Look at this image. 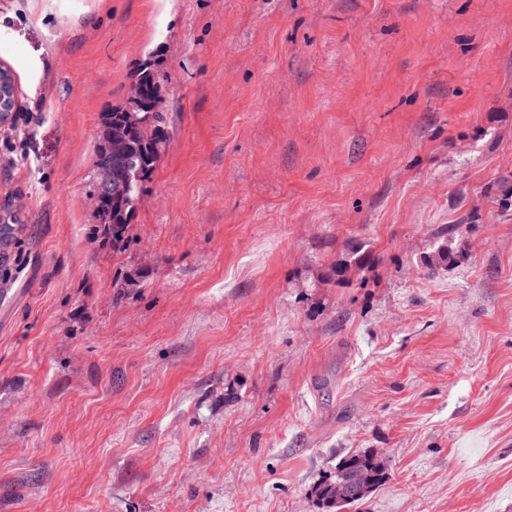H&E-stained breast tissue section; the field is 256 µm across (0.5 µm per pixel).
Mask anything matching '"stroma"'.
Here are the masks:
<instances>
[{
  "label": "stroma",
  "instance_id": "35a3bbf8",
  "mask_svg": "<svg viewBox=\"0 0 512 512\" xmlns=\"http://www.w3.org/2000/svg\"><path fill=\"white\" fill-rule=\"evenodd\" d=\"M0 512H512V0H0ZM166 140L90 229L137 71ZM457 264L433 268L439 244ZM15 91L11 75L0 68V127L6 125L9 115L14 112ZM136 79L146 89L150 104L139 106L134 112L115 107L101 116V128L95 148V166L97 160L112 166L111 170L98 172V189L95 181L94 204L96 210L111 200L112 177L124 181L130 169L131 185L124 198L112 202L109 209L98 212L100 224L95 225L94 233L101 234L110 242L113 251L125 250L129 242L130 220L136 208V200L140 195L142 184L155 170L162 143L165 140L164 125L166 116L157 109L160 85L155 75L148 69H141ZM131 85L128 100L131 104L142 101L143 88L137 80ZM124 130L123 145L119 153L109 147L106 128ZM377 457L375 451L368 450L340 459L336 464L334 475L315 490V496L322 507L327 509L336 508V511H342L344 508H354L360 505L385 478L383 465ZM355 470H362L367 474L369 489L364 494L336 501L331 488L334 483H336V493L341 495L354 489L361 490L365 488V479L362 476L340 475V473L347 474ZM339 475L340 480L337 481Z\"/></svg>",
  "mask_w": 512,
  "mask_h": 512
}]
</instances>
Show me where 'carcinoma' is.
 I'll list each match as a JSON object with an SVG mask.
<instances>
[{
  "mask_svg": "<svg viewBox=\"0 0 512 512\" xmlns=\"http://www.w3.org/2000/svg\"><path fill=\"white\" fill-rule=\"evenodd\" d=\"M136 79L146 89L150 104L139 107L133 112L115 107L101 116V128L98 135L95 159L102 164L112 166V177L123 181L131 176V185L126 196L112 203L111 207L98 213L100 223L94 232L110 242L112 250L122 251L129 242L130 220L136 208L142 184L155 170L162 143L165 140L164 125L166 116L157 109L160 85L155 75L147 68L141 69ZM459 253L442 246L429 258L431 266H452ZM362 470L367 474L369 490H374L385 478L383 465L373 450L351 454L336 463L334 475L319 485L316 497L322 507L336 509L354 508L360 505L368 494L351 498L336 499L331 485L339 475Z\"/></svg>",
  "mask_w": 512,
  "mask_h": 512,
  "instance_id": "cac0c4a2",
  "label": "carcinoma"
}]
</instances>
